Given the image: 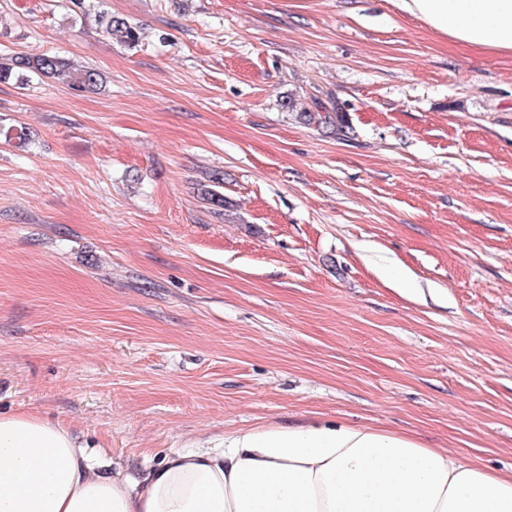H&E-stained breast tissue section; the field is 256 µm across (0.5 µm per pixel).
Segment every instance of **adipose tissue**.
<instances>
[{
    "instance_id": "1",
    "label": "adipose tissue",
    "mask_w": 512,
    "mask_h": 512,
    "mask_svg": "<svg viewBox=\"0 0 512 512\" xmlns=\"http://www.w3.org/2000/svg\"><path fill=\"white\" fill-rule=\"evenodd\" d=\"M400 5L460 46L512 52V0ZM0 512H512V472L407 434L312 419L178 451L133 478L99 470L58 425L0 416Z\"/></svg>"
}]
</instances>
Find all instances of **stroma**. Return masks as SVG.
<instances>
[{
	"mask_svg": "<svg viewBox=\"0 0 512 512\" xmlns=\"http://www.w3.org/2000/svg\"><path fill=\"white\" fill-rule=\"evenodd\" d=\"M397 2L0 0V58L102 76L0 80L1 416L133 475L311 418L512 471V54ZM99 24L102 31L118 43L133 45L138 42L137 29L124 18L102 15L99 18ZM11 74L17 77L20 85L29 81L30 74H37L87 91L95 90L100 81V75L94 69H77L65 59L49 54L21 55L9 62H0V79ZM302 112L306 114L307 121L314 124L322 132L328 133L330 130H336L337 134L341 131L342 125L338 109L328 108L318 97L312 99L311 109L306 110L304 107Z\"/></svg>",
	"mask_w": 512,
	"mask_h": 512,
	"instance_id": "1",
	"label": "stroma"
}]
</instances>
